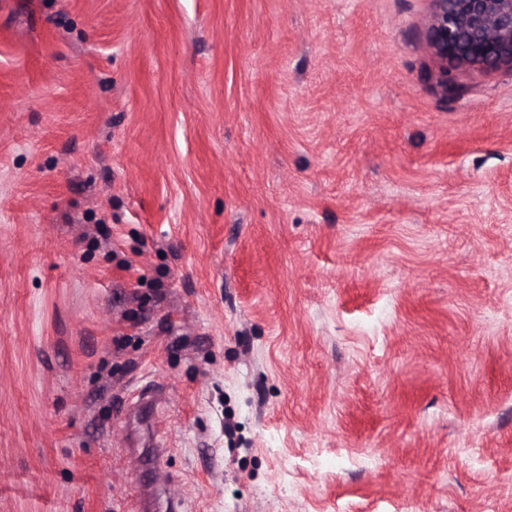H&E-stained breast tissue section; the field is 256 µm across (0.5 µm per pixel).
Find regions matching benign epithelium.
Here are the masks:
<instances>
[{"instance_id": "1", "label": "benign epithelium", "mask_w": 512, "mask_h": 512, "mask_svg": "<svg viewBox=\"0 0 512 512\" xmlns=\"http://www.w3.org/2000/svg\"><path fill=\"white\" fill-rule=\"evenodd\" d=\"M431 49L465 68L512 69V0H432Z\"/></svg>"}]
</instances>
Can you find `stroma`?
I'll return each mask as SVG.
<instances>
[{"instance_id":"1","label":"stroma","mask_w":512,"mask_h":512,"mask_svg":"<svg viewBox=\"0 0 512 512\" xmlns=\"http://www.w3.org/2000/svg\"><path fill=\"white\" fill-rule=\"evenodd\" d=\"M431 12L0 0V512H512V70Z\"/></svg>"}]
</instances>
